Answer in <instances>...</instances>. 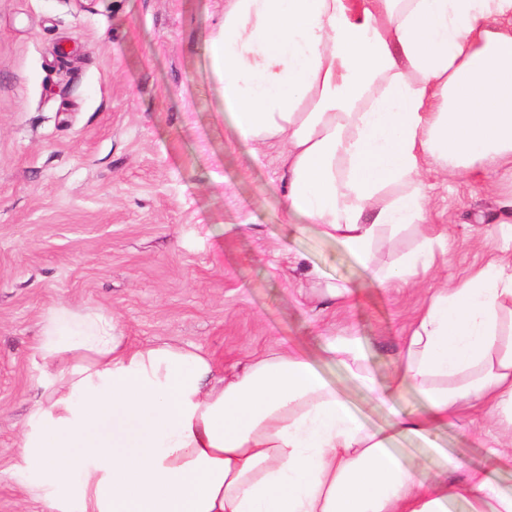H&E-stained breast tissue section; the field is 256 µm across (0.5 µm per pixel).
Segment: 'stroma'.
<instances>
[{"instance_id":"obj_1","label":"stroma","mask_w":512,"mask_h":512,"mask_svg":"<svg viewBox=\"0 0 512 512\" xmlns=\"http://www.w3.org/2000/svg\"><path fill=\"white\" fill-rule=\"evenodd\" d=\"M223 17L224 0H0V512H48L14 465L44 396L34 348L51 308L104 312L131 343L193 346L220 370L300 347L380 424L387 409L326 341L359 338L387 385L427 297L499 253L488 218L512 175L491 166L428 172L429 221L448 236L432 269L394 288L296 228L280 147L242 143L224 117L209 54ZM328 282L352 288L347 306L311 299ZM500 429L466 412L434 447L398 450L431 483L448 454L487 465Z\"/></svg>"}]
</instances>
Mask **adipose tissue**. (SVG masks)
<instances>
[{
	"label": "adipose tissue",
	"mask_w": 512,
	"mask_h": 512,
	"mask_svg": "<svg viewBox=\"0 0 512 512\" xmlns=\"http://www.w3.org/2000/svg\"><path fill=\"white\" fill-rule=\"evenodd\" d=\"M210 58L236 136L283 146L287 213L378 287L435 261L428 161L512 167V0H224ZM408 231L413 248L373 264ZM326 351L379 403L410 388L425 414L365 424L297 347L220 374L197 349L137 346L104 314L53 308L36 353L54 374L16 469L50 512H512L491 475L511 456L428 485L392 448L466 405L512 432V264L433 293L387 387L358 338Z\"/></svg>",
	"instance_id": "obj_1"
}]
</instances>
